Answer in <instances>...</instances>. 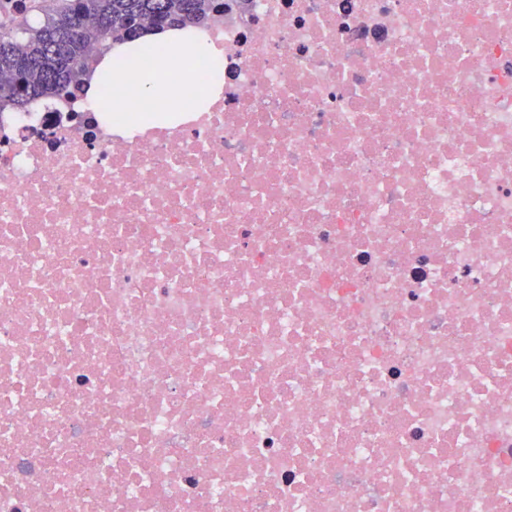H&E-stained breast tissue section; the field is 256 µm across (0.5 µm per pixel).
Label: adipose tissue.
<instances>
[{"label": "adipose tissue", "instance_id": "adipose-tissue-1", "mask_svg": "<svg viewBox=\"0 0 512 512\" xmlns=\"http://www.w3.org/2000/svg\"><path fill=\"white\" fill-rule=\"evenodd\" d=\"M207 65L210 81L188 95L185 46ZM224 92V48L205 34L177 27L145 33L139 42L118 43L95 65L86 101L97 112L131 111L140 96L151 112H201Z\"/></svg>", "mask_w": 512, "mask_h": 512}]
</instances>
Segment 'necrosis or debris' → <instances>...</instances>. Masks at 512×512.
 Here are the masks:
<instances>
[{
    "mask_svg": "<svg viewBox=\"0 0 512 512\" xmlns=\"http://www.w3.org/2000/svg\"><path fill=\"white\" fill-rule=\"evenodd\" d=\"M224 97L0 112V512H512V0H226Z\"/></svg>",
    "mask_w": 512,
    "mask_h": 512,
    "instance_id": "obj_1",
    "label": "necrosis or debris"
}]
</instances>
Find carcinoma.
<instances>
[{
  "mask_svg": "<svg viewBox=\"0 0 512 512\" xmlns=\"http://www.w3.org/2000/svg\"><path fill=\"white\" fill-rule=\"evenodd\" d=\"M217 0H58L44 23L0 31V111L24 110L50 94L80 90L91 60L89 33L108 50L144 32L202 26Z\"/></svg>",
  "mask_w": 512,
  "mask_h": 512,
  "instance_id": "obj_1",
  "label": "carcinoma"
}]
</instances>
